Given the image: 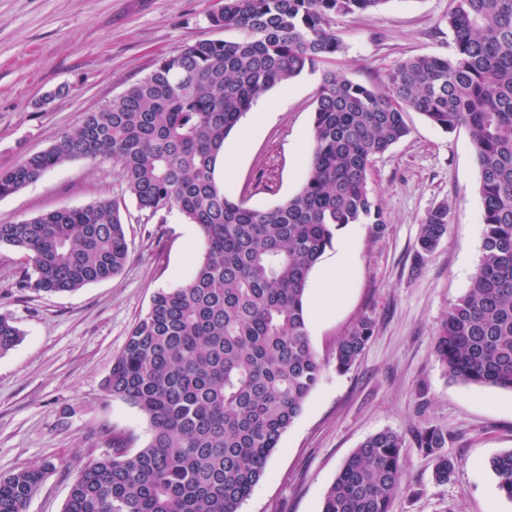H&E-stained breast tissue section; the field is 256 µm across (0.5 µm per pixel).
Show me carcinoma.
I'll return each instance as SVG.
<instances>
[{"label": "carcinoma", "mask_w": 512, "mask_h": 512, "mask_svg": "<svg viewBox=\"0 0 512 512\" xmlns=\"http://www.w3.org/2000/svg\"><path fill=\"white\" fill-rule=\"evenodd\" d=\"M388 0H221L214 26L241 36L198 40L162 58L48 150L0 172V198L73 159L110 161L137 208L178 210L198 226L202 260L188 281L161 289L112 361L105 390L136 407L150 438L135 451L118 436L74 477L63 512H239L282 435L318 386L326 363L311 346L304 297L336 231L385 219L368 187L372 166L408 133L413 111L446 132L467 129L483 204V256L435 341L444 373L512 391V0H452L444 21L450 57L418 55L387 76L388 92L325 68L344 51L337 19ZM320 73L313 147L298 192L254 207L224 191V142L252 104L276 86ZM122 204L103 197L0 224V246L26 254L21 287L68 293L120 274L129 259ZM452 207L428 212L416 260L448 232ZM372 336L361 319L335 347L345 373ZM20 331L0 314V355ZM435 456L436 481L454 463L448 434L416 436ZM404 440L368 437L340 468L321 512H390L404 475ZM512 500V449L492 457ZM49 460L0 477V512H26Z\"/></svg>", "instance_id": "obj_1"}]
</instances>
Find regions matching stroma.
Segmentation results:
<instances>
[{"label": "stroma", "mask_w": 512, "mask_h": 512, "mask_svg": "<svg viewBox=\"0 0 512 512\" xmlns=\"http://www.w3.org/2000/svg\"><path fill=\"white\" fill-rule=\"evenodd\" d=\"M219 0H0V172L53 145L84 113L100 109L149 74L163 57L202 39H224L210 14ZM451 0H387L375 11L339 18L344 42L335 67L350 80L386 90L402 60L451 55L443 22ZM318 75L303 73L268 91L272 107L253 132L224 189L268 207L296 193L313 144ZM409 134L376 159L370 188L386 224H351L357 261L341 302L305 297L310 341L331 358L337 339L362 318L373 335L345 373L327 367L283 434L240 512H320L336 475L370 435L390 429L405 446L407 490L390 512H512L489 459L512 449V392L449 379L434 344L448 309L466 291L482 258L479 168L466 129L446 132L408 112ZM112 162L67 161L39 181L0 198V224L99 198H125ZM448 202L452 215L439 245L416 261L421 223ZM130 261L118 276L77 291L45 294L21 287L26 261L0 246V314L21 336L0 356V475L44 460L57 466L26 512H62L75 473L102 454L105 432L131 449L150 427L130 404L109 397L104 381L154 293L190 278L204 245L179 212L147 218L127 200L122 210ZM434 426L448 434L452 479L436 483L433 461L416 443Z\"/></svg>", "instance_id": "stroma-1"}]
</instances>
